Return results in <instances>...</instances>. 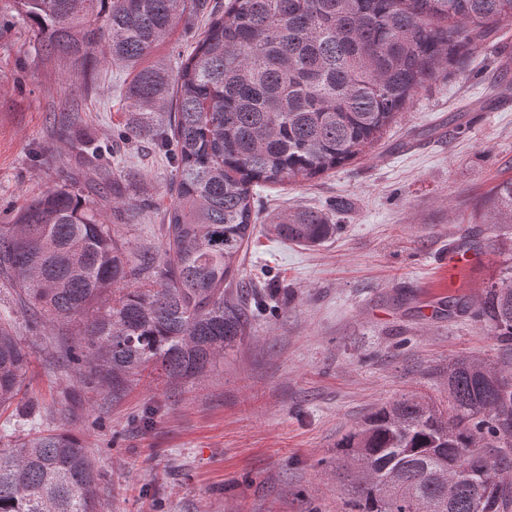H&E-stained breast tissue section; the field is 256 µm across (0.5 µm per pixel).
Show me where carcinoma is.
I'll return each instance as SVG.
<instances>
[{"mask_svg": "<svg viewBox=\"0 0 512 512\" xmlns=\"http://www.w3.org/2000/svg\"><path fill=\"white\" fill-rule=\"evenodd\" d=\"M49 54L79 58L106 42L128 70V132L175 146V202L162 263L132 256L98 209L49 188L0 224V278L48 321L83 318L77 373L120 389L147 368L198 382L245 336L238 294L256 229L254 188L312 180L358 156L425 83L480 48L512 0H229L170 69L154 58L205 0H16ZM175 103L174 125H161ZM490 223L512 227V179L495 186ZM270 230L319 246L339 226L319 211L278 214ZM475 304L448 301L496 336V366L448 365V407L403 395L337 443L348 512H512V236ZM29 352L0 318V409ZM0 512H93L97 474L81 440L37 431L1 442ZM498 449L495 455L480 452ZM470 465L456 477L454 462Z\"/></svg>", "mask_w": 512, "mask_h": 512, "instance_id": "1", "label": "carcinoma"}]
</instances>
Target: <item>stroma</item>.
<instances>
[{
	"mask_svg": "<svg viewBox=\"0 0 512 512\" xmlns=\"http://www.w3.org/2000/svg\"><path fill=\"white\" fill-rule=\"evenodd\" d=\"M202 17L180 20L156 51L167 65L189 53ZM105 46L78 59L47 55L13 0H0V224L78 172L80 149L98 163L80 185L98 200L119 172L132 208L106 214L136 251L161 255L174 201L171 167L154 136L125 135L131 76ZM512 19L482 48L417 90L382 137L348 164L310 181L257 188V229L243 276L267 295L245 338L201 381L152 371L115 392L63 362L77 322L45 324L0 286L28 347L20 407L0 430L78 435L98 474V512H346L339 440L405 393L446 402L448 364L499 361L494 336L449 297L481 299L501 263L500 231L479 223L481 201L512 177ZM326 212L341 230L305 247L277 238L276 214ZM482 241L462 264L449 247Z\"/></svg>",
	"mask_w": 512,
	"mask_h": 512,
	"instance_id": "35a3bbf8",
	"label": "stroma"
}]
</instances>
